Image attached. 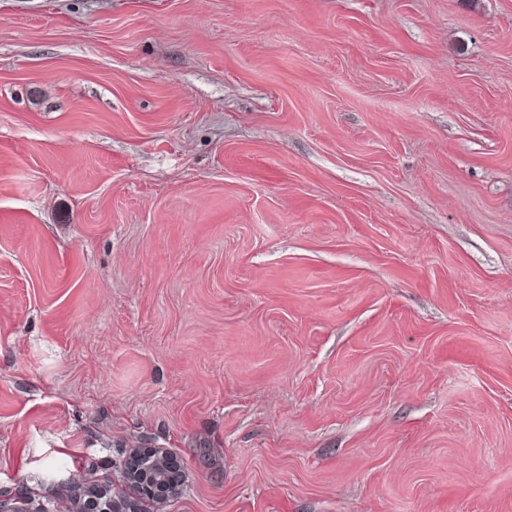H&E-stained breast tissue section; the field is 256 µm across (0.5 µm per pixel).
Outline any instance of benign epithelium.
<instances>
[{"label": "benign epithelium", "instance_id": "1", "mask_svg": "<svg viewBox=\"0 0 512 512\" xmlns=\"http://www.w3.org/2000/svg\"><path fill=\"white\" fill-rule=\"evenodd\" d=\"M121 471L128 484L153 502H161L177 494L184 479L180 465L172 462L166 454L147 448L124 460ZM52 512H139V508L129 501L115 500L104 489L91 492L82 479L75 478L71 482V495L66 506H56Z\"/></svg>", "mask_w": 512, "mask_h": 512}]
</instances>
